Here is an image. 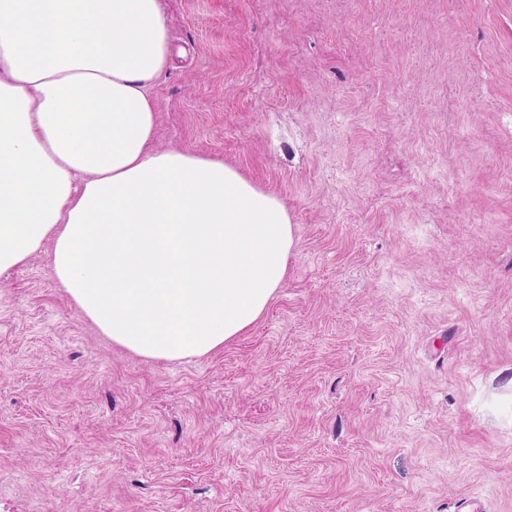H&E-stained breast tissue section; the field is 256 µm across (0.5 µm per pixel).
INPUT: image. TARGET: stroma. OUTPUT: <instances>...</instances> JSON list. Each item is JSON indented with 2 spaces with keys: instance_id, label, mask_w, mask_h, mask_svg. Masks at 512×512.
Masks as SVG:
<instances>
[{
  "instance_id": "obj_1",
  "label": "stroma",
  "mask_w": 512,
  "mask_h": 512,
  "mask_svg": "<svg viewBox=\"0 0 512 512\" xmlns=\"http://www.w3.org/2000/svg\"><path fill=\"white\" fill-rule=\"evenodd\" d=\"M163 8L154 146L279 197L287 282L158 362L1 276L0 512H512V0Z\"/></svg>"
}]
</instances>
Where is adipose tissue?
<instances>
[{"label": "adipose tissue", "mask_w": 512, "mask_h": 512, "mask_svg": "<svg viewBox=\"0 0 512 512\" xmlns=\"http://www.w3.org/2000/svg\"><path fill=\"white\" fill-rule=\"evenodd\" d=\"M162 0H0V275L49 251L113 344L201 358L266 313L284 204L223 161L154 149Z\"/></svg>", "instance_id": "ef3b65f1"}]
</instances>
